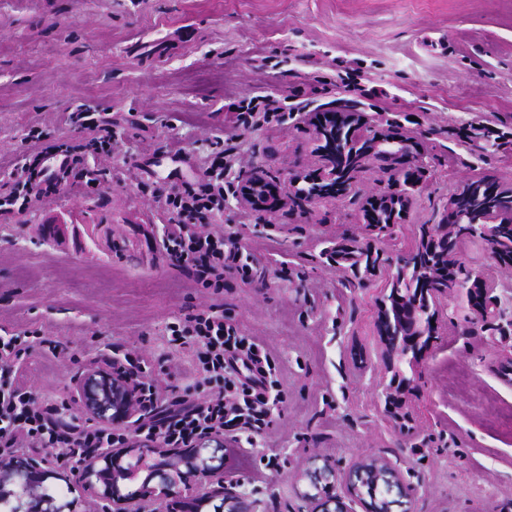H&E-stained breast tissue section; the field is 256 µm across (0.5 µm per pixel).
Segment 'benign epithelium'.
<instances>
[{"instance_id":"1","label":"benign epithelium","mask_w":512,"mask_h":512,"mask_svg":"<svg viewBox=\"0 0 512 512\" xmlns=\"http://www.w3.org/2000/svg\"><path fill=\"white\" fill-rule=\"evenodd\" d=\"M318 140V161L314 163L318 176L312 189L300 183L305 172L291 170L280 173L275 180L288 189V197L296 198L300 205L327 202L336 198L337 192L351 193L362 199L364 219L369 238L365 245L345 250H335L329 260L346 261L355 273L361 267L377 272L383 264L382 253L375 250L374 241L394 232L404 223L408 212L412 190L417 185L415 173L423 169V157L409 150L410 140L388 131L383 125L374 123L360 109L350 106L330 108L319 114L315 121ZM401 161L403 180L395 181L393 188L377 195L364 196L358 186V176L374 161ZM225 181L231 183L233 198L241 207H251L269 217L278 211L285 200L268 194L269 176L266 167L252 164L247 168L233 170L224 168ZM463 195L453 194L448 199L445 215L439 224H429L424 231L425 247L402 255L390 262L397 268L391 278L393 291L400 290L409 271L420 276L417 289L410 293L411 303L399 313L398 320L387 317L385 336L390 349L400 361L408 365L412 376L408 377L402 367L391 369L392 377H382L377 382V399L391 407L390 401L398 383L410 385L416 382L424 370V356L418 351V341L424 336L434 335L436 322L448 310V280L442 278L438 269L448 259V246L454 239L467 236L479 239L486 246L491 265L512 277V241L502 237V229L512 227V183L503 185L497 179L483 178L462 185ZM455 288L466 295L472 303L475 319L482 322L500 315L498 298L487 287L485 272L472 270ZM146 382L138 381L129 373L128 364L118 354H105L87 364L75 378L71 399L80 403L89 415L90 423L98 428L112 425V411L123 414L129 426L140 424V406L137 400L146 389ZM394 426L417 439L413 448L428 445L426 439L411 423L412 416H391ZM224 432L209 431L195 439L187 451L162 448L156 441L138 440L139 452L135 460L123 463L129 438L115 433L112 446L86 457L76 470L75 485L68 490H81L80 501L86 503L83 512H168L165 494L151 488L147 493L139 490L132 480L138 471L151 468L163 491L186 483L189 475L195 482L189 485L190 496L196 500L224 497V505L217 512H254L253 504L245 502L243 496L224 485ZM53 445L46 444L42 451L26 460L22 466H8L0 461V512H76L77 504L46 484L51 475ZM377 477H389L401 490L409 494L414 486L404 481L402 474L392 461L382 457H371L353 463L347 477H342L341 468L329 462L322 468L310 472L311 486L315 489L326 486L340 487L342 493L325 500L318 512H332L330 504L338 506L339 512H354V505L361 504L363 512L370 507L361 500L358 484L353 478L363 479L366 471ZM120 475L130 480L133 489L122 494L110 488L111 478ZM11 482L17 490L4 492V483ZM103 485L100 491L97 485Z\"/></svg>"}]
</instances>
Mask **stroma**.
<instances>
[{"label":"stroma","instance_id":"stroma-1","mask_svg":"<svg viewBox=\"0 0 512 512\" xmlns=\"http://www.w3.org/2000/svg\"><path fill=\"white\" fill-rule=\"evenodd\" d=\"M263 98L280 120L240 126L238 106ZM343 105L394 122L423 153L407 221L380 244L390 257L420 248L465 181L512 178V0H0V194L37 151L87 143L77 109L116 121L111 154L85 157L96 183L77 177L0 214V336L26 342L14 385L40 406L67 404L72 375L117 349L162 397L197 382L205 399L199 347L170 328L209 310L270 353L284 398L254 444L224 446V475L257 512H307L308 471L372 456L416 486L404 512H512V433L493 422L512 387L489 368L512 356V338L462 333L467 299L449 291L405 394L432 441L402 452L375 391L387 275L360 283L326 257L365 241L360 200L341 194L307 216L290 201L269 222L233 202L213 212L207 231L253 262L250 280L228 269L220 289L163 248V192L208 181L224 149L235 163L308 167L298 113ZM57 219L73 232L44 235ZM451 258L485 268L512 316V279L482 243L459 240Z\"/></svg>","mask_w":512,"mask_h":512}]
</instances>
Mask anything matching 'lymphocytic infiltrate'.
I'll return each mask as SVG.
<instances>
[{
	"instance_id": "f902f5d3",
	"label": "lymphocytic infiltrate",
	"mask_w": 512,
	"mask_h": 512,
	"mask_svg": "<svg viewBox=\"0 0 512 512\" xmlns=\"http://www.w3.org/2000/svg\"><path fill=\"white\" fill-rule=\"evenodd\" d=\"M63 178V173L33 162L23 168L22 180L14 191L0 197V208H27L55 193ZM167 203L177 218L165 241L174 264H190L196 281L207 288L223 287L226 264H233L238 273H248L250 262L244 261L239 252L225 251L223 237L198 232L194 226L215 204L210 188L168 196ZM172 332L201 343L203 368L216 381H224L228 376L235 378L238 401L225 404L219 394L204 403L179 399L166 405L159 403L155 395H148L145 438L161 439L169 448H184L210 428L218 427L233 435L242 430L259 434L271 425L266 395L273 367L263 348L241 336L223 316L208 312L187 317ZM0 422L38 438L49 426L50 412L33 405L26 395L14 389L8 377L0 374ZM111 437V432L75 423L70 435L59 438L58 443L64 448L67 461L75 467L83 456L110 442Z\"/></svg>"
}]
</instances>
